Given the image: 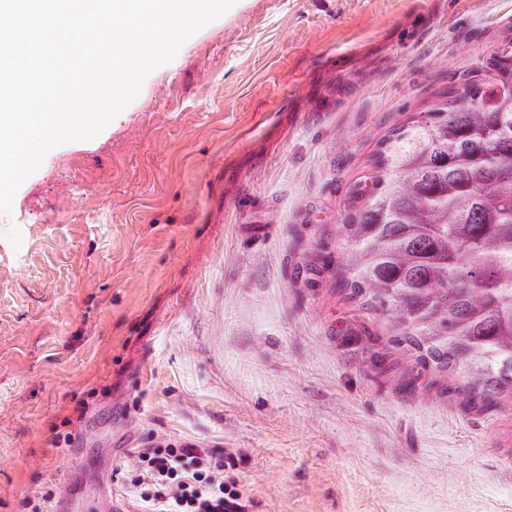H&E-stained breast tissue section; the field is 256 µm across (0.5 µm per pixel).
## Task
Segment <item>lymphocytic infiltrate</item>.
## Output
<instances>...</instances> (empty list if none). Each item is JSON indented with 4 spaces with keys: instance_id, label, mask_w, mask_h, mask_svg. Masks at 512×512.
Listing matches in <instances>:
<instances>
[{
    "instance_id": "obj_1",
    "label": "lymphocytic infiltrate",
    "mask_w": 512,
    "mask_h": 512,
    "mask_svg": "<svg viewBox=\"0 0 512 512\" xmlns=\"http://www.w3.org/2000/svg\"><path fill=\"white\" fill-rule=\"evenodd\" d=\"M130 483L137 512H247L249 501L224 473V458L203 446L159 442L139 449Z\"/></svg>"
}]
</instances>
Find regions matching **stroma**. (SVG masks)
<instances>
[{
	"instance_id": "stroma-1",
	"label": "stroma",
	"mask_w": 512,
	"mask_h": 512,
	"mask_svg": "<svg viewBox=\"0 0 512 512\" xmlns=\"http://www.w3.org/2000/svg\"><path fill=\"white\" fill-rule=\"evenodd\" d=\"M512 48V0H236L0 215V512L156 440L236 452L249 512H512L469 409L336 286L382 141Z\"/></svg>"
}]
</instances>
